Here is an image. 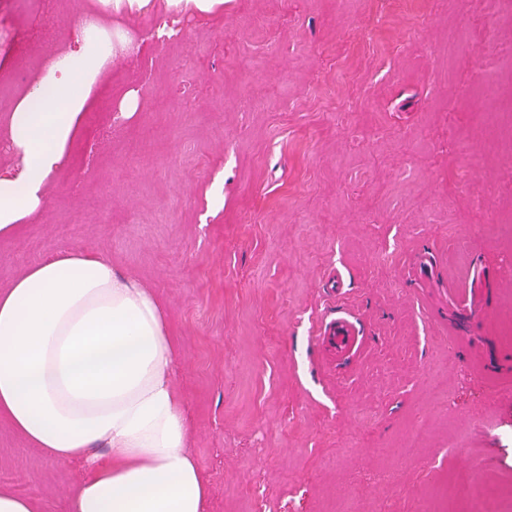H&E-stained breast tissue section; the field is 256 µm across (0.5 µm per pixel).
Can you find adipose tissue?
Returning a JSON list of instances; mask_svg holds the SVG:
<instances>
[{
  "mask_svg": "<svg viewBox=\"0 0 512 512\" xmlns=\"http://www.w3.org/2000/svg\"><path fill=\"white\" fill-rule=\"evenodd\" d=\"M88 36L58 52L11 112L0 167V239L44 210L51 176L103 67ZM176 342L154 289L108 253L60 247L0 287V426L84 475L62 512H208L173 383Z\"/></svg>",
  "mask_w": 512,
  "mask_h": 512,
  "instance_id": "obj_1",
  "label": "adipose tissue"
}]
</instances>
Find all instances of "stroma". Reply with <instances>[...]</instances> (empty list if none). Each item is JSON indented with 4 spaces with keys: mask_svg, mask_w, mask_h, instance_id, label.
Segmentation results:
<instances>
[{
    "mask_svg": "<svg viewBox=\"0 0 512 512\" xmlns=\"http://www.w3.org/2000/svg\"><path fill=\"white\" fill-rule=\"evenodd\" d=\"M4 2L0 72L85 5L55 0L44 42ZM168 14L179 38L150 39ZM112 26L137 51L0 242V285L68 244L156 289L209 512H448L471 470L512 488V393L484 371L512 348V0H151ZM338 317L349 358L314 342ZM80 477L0 427V484L49 501ZM329 334L338 341L342 353L350 352L356 344L353 326L344 318H336L329 323Z\"/></svg>",
    "mask_w": 512,
    "mask_h": 512,
    "instance_id": "obj_1",
    "label": "stroma"
}]
</instances>
